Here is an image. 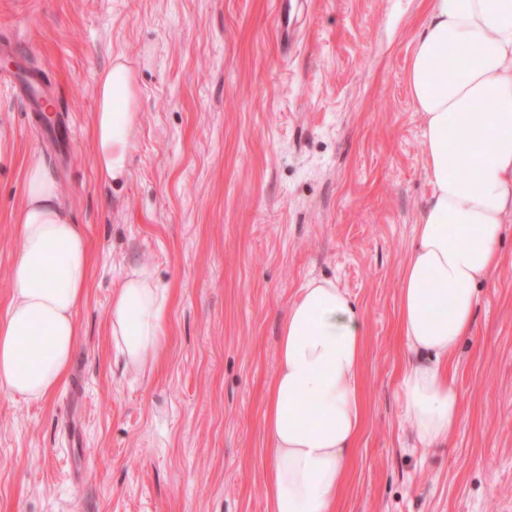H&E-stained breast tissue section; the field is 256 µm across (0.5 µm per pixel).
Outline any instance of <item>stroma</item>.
Segmentation results:
<instances>
[{
	"label": "stroma",
	"instance_id": "1",
	"mask_svg": "<svg viewBox=\"0 0 512 512\" xmlns=\"http://www.w3.org/2000/svg\"><path fill=\"white\" fill-rule=\"evenodd\" d=\"M0 0V310L23 174L41 160L90 243L69 377L0 392V512H266L263 433L277 340L311 279L350 297L364 414L335 512H512V223L451 375L446 445L414 448L400 398L399 288L430 191L406 69L429 0ZM130 64L140 122L124 183L93 166L98 73ZM42 76L69 139L15 90ZM169 296L151 374L125 367L108 311L128 266Z\"/></svg>",
	"mask_w": 512,
	"mask_h": 512
}]
</instances>
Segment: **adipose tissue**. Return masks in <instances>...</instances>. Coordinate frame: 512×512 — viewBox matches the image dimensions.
I'll list each match as a JSON object with an SVG mask.
<instances>
[{"instance_id": "obj_1", "label": "adipose tissue", "mask_w": 512, "mask_h": 512, "mask_svg": "<svg viewBox=\"0 0 512 512\" xmlns=\"http://www.w3.org/2000/svg\"><path fill=\"white\" fill-rule=\"evenodd\" d=\"M406 82L423 120L431 186L400 288V332L414 360L401 380L416 447L447 441L462 399L447 362L471 331L478 287L499 269L512 223V0H430ZM93 165L105 182L128 175L139 121L129 65L117 57L96 79ZM13 293L0 313V391L29 401L66 379L90 277L86 234L38 160L25 170ZM168 299L147 270L128 267L109 308L112 342L127 367L155 366ZM364 338L333 281H309L289 309L264 416L272 466L267 512H333L363 419Z\"/></svg>"}]
</instances>
